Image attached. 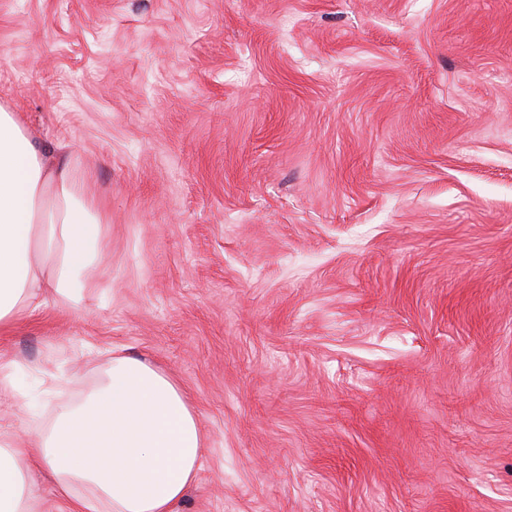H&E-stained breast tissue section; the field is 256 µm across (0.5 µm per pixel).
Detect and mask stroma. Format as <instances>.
<instances>
[{"label": "stroma", "instance_id": "1", "mask_svg": "<svg viewBox=\"0 0 512 512\" xmlns=\"http://www.w3.org/2000/svg\"><path fill=\"white\" fill-rule=\"evenodd\" d=\"M0 104L112 243L0 334L10 420L129 353L180 512H512V0H0ZM20 393L17 386L15 364L10 360H0V401L9 400L18 404Z\"/></svg>", "mask_w": 512, "mask_h": 512}]
</instances>
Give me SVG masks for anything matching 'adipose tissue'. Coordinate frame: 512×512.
I'll list each match as a JSON object with an SVG mask.
<instances>
[{
	"mask_svg": "<svg viewBox=\"0 0 512 512\" xmlns=\"http://www.w3.org/2000/svg\"><path fill=\"white\" fill-rule=\"evenodd\" d=\"M107 215L69 161L0 106V331L44 303L73 309L110 249ZM203 435L183 388L141 358L113 357L101 383L48 428L0 433V512H33L27 469L45 465L64 512H174L201 466Z\"/></svg>",
	"mask_w": 512,
	"mask_h": 512,
	"instance_id": "adipose-tissue-1",
	"label": "adipose tissue"
}]
</instances>
